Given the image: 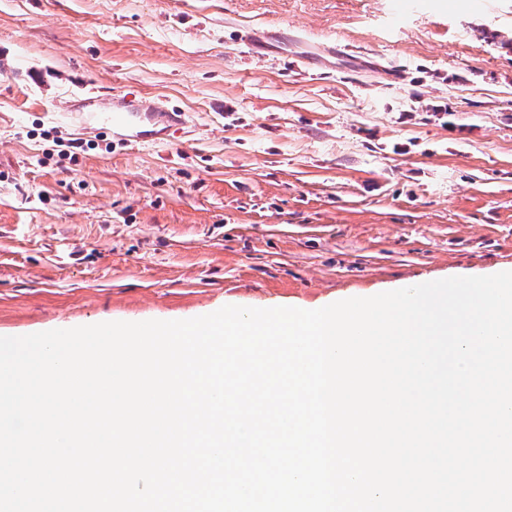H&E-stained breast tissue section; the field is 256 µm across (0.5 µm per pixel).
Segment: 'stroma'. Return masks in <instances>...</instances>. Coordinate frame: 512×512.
<instances>
[{"label": "stroma", "mask_w": 512, "mask_h": 512, "mask_svg": "<svg viewBox=\"0 0 512 512\" xmlns=\"http://www.w3.org/2000/svg\"><path fill=\"white\" fill-rule=\"evenodd\" d=\"M511 35L512 0H0V336L511 269ZM91 92L183 122L121 145L61 117Z\"/></svg>", "instance_id": "1"}]
</instances>
